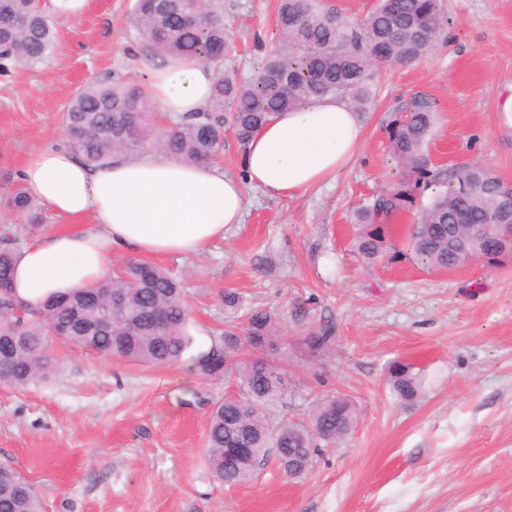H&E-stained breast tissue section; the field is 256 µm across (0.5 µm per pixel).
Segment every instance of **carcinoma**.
<instances>
[{
    "instance_id": "cac0c4a2",
    "label": "carcinoma",
    "mask_w": 512,
    "mask_h": 512,
    "mask_svg": "<svg viewBox=\"0 0 512 512\" xmlns=\"http://www.w3.org/2000/svg\"><path fill=\"white\" fill-rule=\"evenodd\" d=\"M132 23L142 45L155 58L200 62L224 47L230 51L224 0H134ZM446 23L442 0H378L354 26L344 25L321 0H278L276 26L283 40L246 81L223 72L215 61L211 98L199 112L163 129L150 105L147 83L95 81L70 99L62 121L70 149L96 167L115 154L138 157L150 152L189 164L215 162L224 149L225 133L242 145L276 115L299 108L314 98L345 99L364 112L376 95L375 70L381 65L407 64L427 58L439 45ZM57 35L37 0H0V73L35 69L50 58ZM435 111L426 98L415 99L404 115L388 126L391 153L400 178L373 204L357 210L358 255L367 262L395 257L391 220L431 192L409 229L414 255L433 270H446L458 259V247L484 233L480 243L498 265L488 232L512 222L503 206L502 180L476 165L451 170L438 167L427 150ZM10 206L32 224L40 221L37 200L19 187ZM17 249L9 238L0 241V383L25 389L47 378L56 361L44 349L43 330L66 325V341L85 350L113 355L154 367L170 366L188 348V302L181 281L155 264L130 260L120 275L87 289L48 297L40 305L19 306L11 280ZM112 292L120 304L112 308V327H94L98 299ZM166 319L156 326V316ZM279 318L254 310L244 328L248 345L261 349L279 335ZM333 327L325 325L305 337L313 352L329 349ZM202 375L235 378L239 393L216 402L207 425L205 459L214 478L241 484L253 480L270 449L281 448L283 471H306L319 442L348 435L357 421L354 404L332 397L318 405L310 425L274 424L276 407L288 396L283 368L257 355L231 362L226 348L214 345L197 361ZM392 392L404 403L423 395L425 377L406 362L388 369ZM0 512H43L33 484L8 463H0Z\"/></svg>"
}]
</instances>
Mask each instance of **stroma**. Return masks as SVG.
<instances>
[{"label":"stroma","instance_id":"stroma-1","mask_svg":"<svg viewBox=\"0 0 512 512\" xmlns=\"http://www.w3.org/2000/svg\"><path fill=\"white\" fill-rule=\"evenodd\" d=\"M78 18L50 12L58 51L43 65L0 74V232L18 244L70 226L41 206L13 213L28 157L66 143L62 114L88 81L137 80L153 59L131 24L133 0H87ZM277 0H224L225 70L246 79L278 50ZM447 41L427 60L386 65L360 119L366 141L330 185L293 198L245 191L241 223L197 255L156 258L183 280L192 343L181 361L150 367L57 339L58 370L19 390L0 384V462L36 487L45 512H512V258L433 271L409 256L414 211L394 223L404 257L365 263L353 250L358 208L398 180L387 125L420 96L434 102L431 155L476 164L512 184V124L496 90L512 83V0H446ZM239 296L237 314L224 294ZM282 330L263 357L283 361L290 394L276 420L309 424L328 397L351 400L353 431L323 448L298 478L267 459L254 480L227 485L203 458L212 402L234 395L195 360L242 329L250 311ZM336 340L311 352L310 331ZM421 370L425 396L402 403L391 362Z\"/></svg>","mask_w":512,"mask_h":512}]
</instances>
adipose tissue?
Instances as JSON below:
<instances>
[{
  "label": "adipose tissue",
  "mask_w": 512,
  "mask_h": 512,
  "mask_svg": "<svg viewBox=\"0 0 512 512\" xmlns=\"http://www.w3.org/2000/svg\"><path fill=\"white\" fill-rule=\"evenodd\" d=\"M206 64L168 60L149 69L159 112L181 117L200 111L215 81ZM365 129L346 101L318 98L277 115L240 155L243 179L217 165H191L168 156L118 155L97 168L71 149L32 154L22 178L29 191L75 228L27 242L14 269L17 301L39 305L107 279L112 255H193L241 223L246 187L294 197L336 180L360 154Z\"/></svg>",
  "instance_id": "adipose-tissue-1"
}]
</instances>
